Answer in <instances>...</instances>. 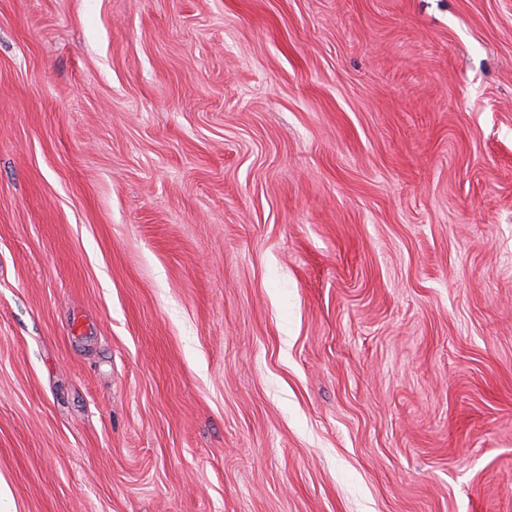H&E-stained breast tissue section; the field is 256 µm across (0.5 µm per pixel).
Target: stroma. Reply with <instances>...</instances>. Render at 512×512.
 Masks as SVG:
<instances>
[{
	"label": "stroma",
	"mask_w": 512,
	"mask_h": 512,
	"mask_svg": "<svg viewBox=\"0 0 512 512\" xmlns=\"http://www.w3.org/2000/svg\"><path fill=\"white\" fill-rule=\"evenodd\" d=\"M0 512H512V0H0Z\"/></svg>",
	"instance_id": "35a3bbf8"
}]
</instances>
